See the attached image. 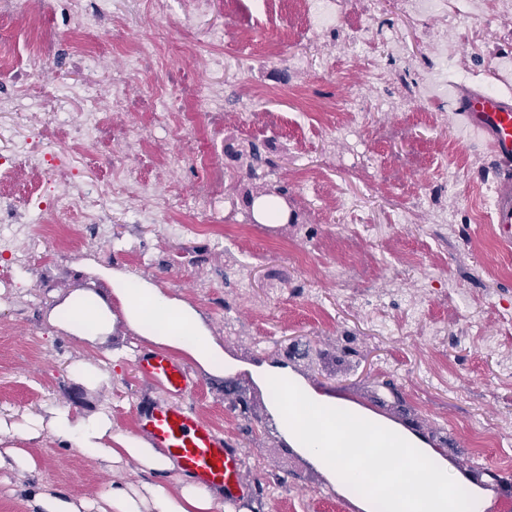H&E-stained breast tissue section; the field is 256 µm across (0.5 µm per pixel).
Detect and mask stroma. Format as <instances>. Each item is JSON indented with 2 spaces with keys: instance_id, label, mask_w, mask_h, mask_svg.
<instances>
[{
  "instance_id": "obj_1",
  "label": "stroma",
  "mask_w": 512,
  "mask_h": 512,
  "mask_svg": "<svg viewBox=\"0 0 512 512\" xmlns=\"http://www.w3.org/2000/svg\"><path fill=\"white\" fill-rule=\"evenodd\" d=\"M149 2L109 0L93 33L96 67L63 53L49 59L45 80L68 90L56 102L57 140L40 137L27 68L0 70V157L9 162L0 193L14 197L17 223H49L24 206L31 176L22 146L51 153L74 145L84 86L96 90L112 131L78 145L74 193L101 185L117 155L155 195L193 192L206 172L190 161L166 164L181 147L176 123L143 115L156 89L178 96L165 74L185 72L224 94L223 121L209 120L204 101L189 106L196 150L221 178L210 227L188 230L191 216L178 211L145 222L153 200L139 197L103 211L98 225L44 241L46 262L24 263L23 234L0 250V418L20 421L59 404L109 411L135 433L138 408L166 401L136 371L139 339L80 344L47 321L59 296L117 270L198 306L239 364L221 379L192 369L196 387L185 399L240 450L250 495L239 512H355L282 440L267 393L250 376L263 364L286 366L414 433L447 455L462 487L471 470L512 474V246L499 242L490 218L491 154L459 125L450 99L453 87L472 84L512 95V0H438L429 12L412 0H309L302 16L291 0H210L205 9L169 0L168 73L130 72L114 46L151 34ZM218 31L224 63L214 68ZM122 70L132 106L114 112L112 75ZM355 85L366 113L357 129L344 109ZM389 126L401 135L385 137ZM252 143L269 160L254 174ZM452 167L460 171L453 187ZM425 186L429 202L411 215ZM264 194L282 202L283 223L255 222L249 203ZM352 238L369 269L346 290L334 274L352 261ZM80 360L107 372L104 386L90 392L71 378ZM29 449L37 471L0 472V512H29V484L94 500L112 481L144 478L135 463L111 472L49 436Z\"/></svg>"
}]
</instances>
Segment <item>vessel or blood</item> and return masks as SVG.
Segmentation results:
<instances>
[{
  "label": "vessel or blood",
  "instance_id": "b4317fda",
  "mask_svg": "<svg viewBox=\"0 0 512 512\" xmlns=\"http://www.w3.org/2000/svg\"><path fill=\"white\" fill-rule=\"evenodd\" d=\"M453 110L462 125L491 150L497 180L491 205V221L500 240L512 244V97L483 87H456ZM140 377L165 394L169 402L139 409L140 429L154 447L174 457L183 473L197 482L218 489L226 506L239 508L247 496L241 480L238 449L222 433L185 405L195 381L183 364L154 352L137 355Z\"/></svg>",
  "mask_w": 512,
  "mask_h": 512
}]
</instances>
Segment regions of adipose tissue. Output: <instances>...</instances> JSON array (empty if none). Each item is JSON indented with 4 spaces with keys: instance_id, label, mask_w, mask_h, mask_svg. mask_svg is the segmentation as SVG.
Returning <instances> with one entry per match:
<instances>
[{
    "instance_id": "obj_1",
    "label": "adipose tissue",
    "mask_w": 512,
    "mask_h": 512,
    "mask_svg": "<svg viewBox=\"0 0 512 512\" xmlns=\"http://www.w3.org/2000/svg\"><path fill=\"white\" fill-rule=\"evenodd\" d=\"M101 277L104 287L77 288L60 299L48 314L49 324L91 344L118 332L134 336L216 378L238 372V364L225 358L203 314L191 303L120 271H105ZM46 434L112 470L135 462L144 479L113 484L95 500L47 487L29 489L25 495L31 512H218L216 490L188 478L170 480L174 460L147 438L115 427L104 412L80 413L51 404L21 423L0 418V471L20 477L35 472L37 460L27 445Z\"/></svg>"
}]
</instances>
